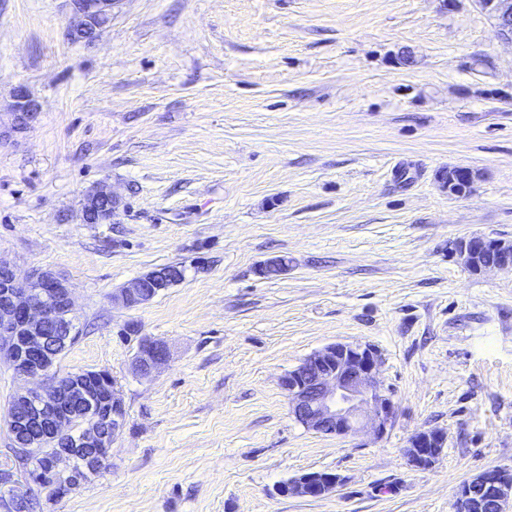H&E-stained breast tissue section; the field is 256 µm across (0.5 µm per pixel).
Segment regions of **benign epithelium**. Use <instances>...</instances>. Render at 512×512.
I'll list each match as a JSON object with an SVG mask.
<instances>
[{"mask_svg":"<svg viewBox=\"0 0 512 512\" xmlns=\"http://www.w3.org/2000/svg\"><path fill=\"white\" fill-rule=\"evenodd\" d=\"M115 0H71L73 20L67 28L70 40L92 41L112 20ZM494 21L498 34L512 42V0H477ZM15 132L37 120L39 104L24 86L13 95ZM475 176L464 167L448 170L444 187L448 194L466 197L475 189ZM120 203L105 184L87 194L81 210L90 224L100 212L112 213ZM462 264L476 272L512 269V240L471 236L458 243ZM288 270L279 257L264 263L265 277ZM178 280L156 269L112 295V301L134 308L153 300ZM59 326L55 336L45 335L48 319ZM76 336L74 301L66 279L50 271H35L20 281L14 268L0 261V359H6L23 378L38 379L34 387L17 391L8 404L7 427L11 458L0 465V512H19L24 503L40 500L50 486L70 487L75 472L72 461L88 460L92 470L106 461L112 444L124 427L126 411L119 381L112 375L102 396L108 404L105 418H89L87 405L101 396L89 388L88 374L67 378L51 374L59 356ZM168 359L160 340L138 337L134 369L148 377ZM380 359L369 345L336 343L309 355L297 368L281 377L280 385L292 403L295 418L315 432L348 435L370 429L378 437L391 425L395 403L380 376ZM445 436L423 431L409 440L405 450L415 468H428L439 458ZM340 483L333 473L309 472L277 487L282 496L320 498ZM454 512H512V470L489 468L464 481L454 502Z\"/></svg>","mask_w":512,"mask_h":512,"instance_id":"obj_1","label":"benign epithelium"}]
</instances>
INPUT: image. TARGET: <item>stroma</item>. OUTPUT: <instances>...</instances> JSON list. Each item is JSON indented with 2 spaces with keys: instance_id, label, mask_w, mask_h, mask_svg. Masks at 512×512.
<instances>
[{
  "instance_id": "1",
  "label": "stroma",
  "mask_w": 512,
  "mask_h": 512,
  "mask_svg": "<svg viewBox=\"0 0 512 512\" xmlns=\"http://www.w3.org/2000/svg\"><path fill=\"white\" fill-rule=\"evenodd\" d=\"M71 20L0 0V123L18 86L41 105L0 143V260L69 282L82 334L52 371L108 370L126 423L45 512H454L465 480L512 470V270L456 251L512 240V43L476 0H117L90 44ZM457 166L469 196L439 182ZM101 183L120 206L82 223ZM165 265L176 285L113 304ZM130 322L168 346L152 377ZM334 343L377 350L383 437L294 417L281 377ZM424 430L446 444L418 469ZM316 471L335 492L276 494ZM475 176L471 170L464 167L448 169L447 176H444V187L448 194L456 197H466L475 189ZM458 254L462 264L476 273L489 269H512V240L471 236L458 243ZM489 256V260H484ZM445 441V436L439 431L417 433L405 450L409 464L415 468L431 467L439 458Z\"/></svg>"
}]
</instances>
